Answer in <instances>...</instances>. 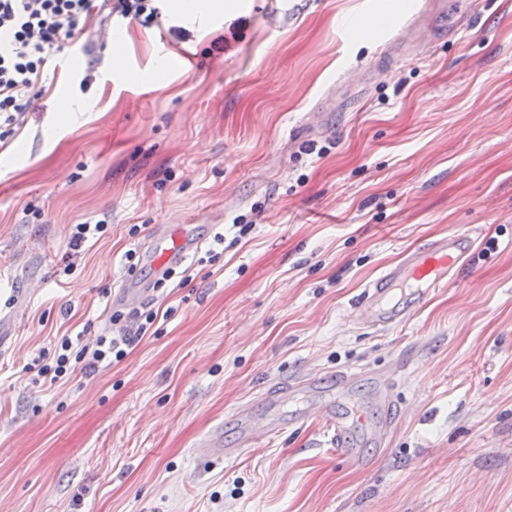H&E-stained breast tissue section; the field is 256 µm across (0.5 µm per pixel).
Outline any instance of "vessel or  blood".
Listing matches in <instances>:
<instances>
[{
  "instance_id": "1",
  "label": "vessel or blood",
  "mask_w": 512,
  "mask_h": 512,
  "mask_svg": "<svg viewBox=\"0 0 512 512\" xmlns=\"http://www.w3.org/2000/svg\"><path fill=\"white\" fill-rule=\"evenodd\" d=\"M473 245L469 234L454 233L426 248L407 252L399 263L385 269L363 289L355 308L357 321L377 330L401 325L436 288L447 284L455 268L469 256ZM148 247L157 264L167 269L181 265L188 256V241L176 229L155 235ZM365 378L374 386L372 402L355 404L348 413H338L337 397L352 393L357 383ZM261 401L264 413H256L248 405L235 410L240 435L234 445H225L224 426L218 423L201 441V455L213 462L234 459L254 447L259 439L315 417L330 431L337 454L351 461L355 454L347 446L349 432L357 429L367 439L379 440L391 424L389 412L393 406L389 376L382 371L346 370L329 378L311 374L269 388ZM291 401L296 404L292 410L287 407Z\"/></svg>"
}]
</instances>
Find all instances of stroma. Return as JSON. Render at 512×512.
Returning a JSON list of instances; mask_svg holds the SVG:
<instances>
[{
    "label": "stroma",
    "mask_w": 512,
    "mask_h": 512,
    "mask_svg": "<svg viewBox=\"0 0 512 512\" xmlns=\"http://www.w3.org/2000/svg\"><path fill=\"white\" fill-rule=\"evenodd\" d=\"M236 2L235 31L168 0L151 25L114 21L120 72L76 37L0 145V300L20 306L0 350V512H512V0H307L283 25L270 0ZM418 17L434 38L396 51L386 31ZM350 69L361 82L338 87ZM239 215L252 231L217 245ZM100 220L73 249V226ZM170 224L200 245L143 339L35 382L60 337L122 332L112 298L157 280L145 246ZM466 232L470 259L405 323H354L382 269ZM340 369L388 372L402 404L359 464L315 419L200 457L216 422L236 442L235 408L263 412L268 383Z\"/></svg>",
    "instance_id": "1"
}]
</instances>
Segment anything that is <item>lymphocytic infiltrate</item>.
I'll use <instances>...</instances> for the list:
<instances>
[{
	"label": "lymphocytic infiltrate",
	"instance_id": "lymphocytic-infiltrate-1",
	"mask_svg": "<svg viewBox=\"0 0 512 512\" xmlns=\"http://www.w3.org/2000/svg\"><path fill=\"white\" fill-rule=\"evenodd\" d=\"M94 9L92 0H0L1 143L23 126L26 112L41 97L48 60L62 50L66 40L88 31ZM142 317L135 331L97 337L91 349L61 337L53 352L38 357V376L54 383L78 369L87 372L106 361H122L156 319L150 310Z\"/></svg>",
	"mask_w": 512,
	"mask_h": 512
}]
</instances>
